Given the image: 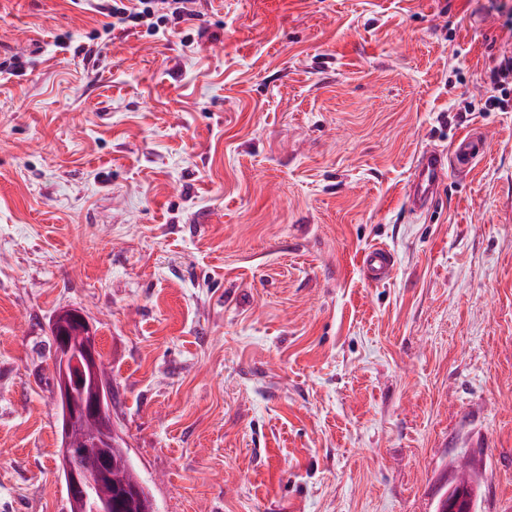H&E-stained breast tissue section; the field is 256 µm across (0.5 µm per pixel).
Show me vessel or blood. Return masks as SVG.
Wrapping results in <instances>:
<instances>
[{
  "mask_svg": "<svg viewBox=\"0 0 512 512\" xmlns=\"http://www.w3.org/2000/svg\"><path fill=\"white\" fill-rule=\"evenodd\" d=\"M486 148L485 135L477 128L468 127L453 136L448 148H431L420 153L408 182L410 211L416 215L426 214L435 205L448 175L468 173L484 157ZM393 266V255L386 247L376 245L362 255L361 268L370 283L387 281Z\"/></svg>",
  "mask_w": 512,
  "mask_h": 512,
  "instance_id": "obj_1",
  "label": "vessel or blood"
}]
</instances>
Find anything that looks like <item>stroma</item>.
Segmentation results:
<instances>
[{"mask_svg": "<svg viewBox=\"0 0 512 512\" xmlns=\"http://www.w3.org/2000/svg\"><path fill=\"white\" fill-rule=\"evenodd\" d=\"M201 9L87 53L86 0H0V57L36 56L0 72V512H69L67 308L160 512H434L463 466L512 512V111L478 109L512 0ZM465 126L485 157L413 218ZM485 135L477 128L457 132L446 149L431 148L420 153L408 182V207L412 214L423 215L440 195L448 174H466L484 157ZM394 258L389 249L376 245L367 249L361 259L365 279L373 284L387 281L392 273Z\"/></svg>", "mask_w": 512, "mask_h": 512, "instance_id": "35a3bbf8", "label": "stroma"}]
</instances>
